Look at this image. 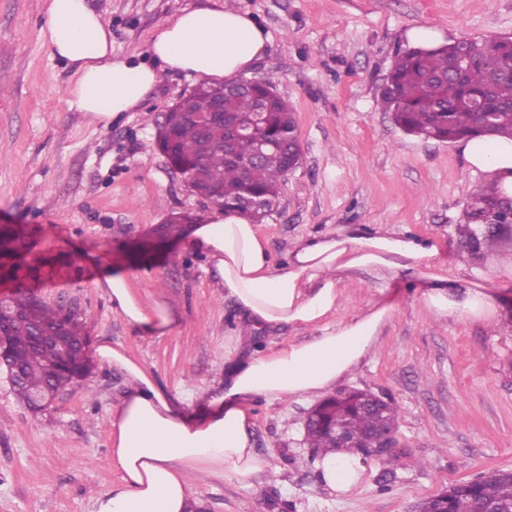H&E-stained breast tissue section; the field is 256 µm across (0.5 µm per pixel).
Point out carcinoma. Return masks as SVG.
Returning a JSON list of instances; mask_svg holds the SVG:
<instances>
[{
    "label": "carcinoma",
    "instance_id": "obj_1",
    "mask_svg": "<svg viewBox=\"0 0 512 512\" xmlns=\"http://www.w3.org/2000/svg\"><path fill=\"white\" fill-rule=\"evenodd\" d=\"M273 83L267 79L250 81L249 88L236 94H224V86L201 83L194 93L195 108L205 113L213 101L224 99L230 112H250L260 96L269 94ZM483 101L494 134L512 138V40L478 41L463 38L434 48H408L396 53L380 96L384 111L393 114L395 124L407 134L425 135L439 141L478 136L475 111L470 102ZM268 117L263 134L279 143L262 164L250 172L224 160L216 144L223 137L220 128L206 129L195 123L180 127L175 154L182 167L201 169L208 182L224 190V202H233L241 193L252 191L279 195L288 175L284 155L292 146L301 152L292 108L280 95L269 99ZM502 195L494 185L477 190L466 207L467 224L475 228L493 225L501 218ZM24 242L23 230L0 232V256H19ZM15 300L34 309L33 318L19 316L0 325L8 337L10 353L0 368L18 370L22 384L14 388L18 402L30 406L29 392L49 389L59 394L82 376L87 368V332L85 320L76 313L44 305L34 295L22 291ZM336 421L351 432L371 430V413H354L336 408ZM306 442L316 453L352 454V448H340L327 434L310 426ZM456 512H484L497 501L512 504V477L493 472L477 479L476 487L452 490Z\"/></svg>",
    "mask_w": 512,
    "mask_h": 512
}]
</instances>
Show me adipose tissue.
<instances>
[{
    "mask_svg": "<svg viewBox=\"0 0 512 512\" xmlns=\"http://www.w3.org/2000/svg\"><path fill=\"white\" fill-rule=\"evenodd\" d=\"M46 13L49 51L77 75L67 102L98 122L135 109L165 70L214 82L238 80L267 42L249 13L196 7L179 13L153 36L150 60L119 58L112 54L109 29L88 0H48ZM459 148L472 170L489 174L512 198L511 140L464 139ZM188 233L191 245L204 250L218 271L225 297L234 301L249 331L291 324L313 335L233 363L223 390L211 401L212 411L197 421L175 410L127 354L108 341L98 342L97 356L125 371L128 390L109 418L112 458L122 486L96 496L92 512H187L190 471L209 467L226 478L242 479L270 469V461L251 445L248 407L259 397L322 395L368 356L391 317L392 304L382 300L349 318L335 317L345 285L361 275L387 282L413 272L425 282V307L438 318L488 320L496 313L488 289L436 272L438 248L428 238L384 235L350 224L333 236L299 240L278 268L256 224L240 214L215 209ZM104 286L113 311L130 325L149 334L172 326L167 310L145 303L127 276L107 277ZM363 471L360 460L341 454L320 464L323 482L342 493L358 488Z\"/></svg>",
    "mask_w": 512,
    "mask_h": 512,
    "instance_id": "adipose-tissue-1",
    "label": "adipose tissue"
}]
</instances>
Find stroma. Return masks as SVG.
Returning <instances> with one entry per match:
<instances>
[{
	"instance_id": "stroma-1",
	"label": "stroma",
	"mask_w": 512,
	"mask_h": 512,
	"mask_svg": "<svg viewBox=\"0 0 512 512\" xmlns=\"http://www.w3.org/2000/svg\"><path fill=\"white\" fill-rule=\"evenodd\" d=\"M227 2L268 35L252 76L272 80L296 115L301 162L259 225L274 265L300 238L375 224L433 239L452 274L497 292L499 313L434 318L407 275L387 289L370 276L347 287L337 318L382 297L395 306L376 347L338 386L395 400L396 472L372 456L355 493L330 491L304 441L313 398H261L249 428L271 470L245 479L190 472L194 503L200 512H419L451 484L511 471L512 226L470 241L464 209L487 175L471 173L456 143L405 134L379 100L408 32L435 30L447 43L512 39V0H90L120 57L147 55L153 33L181 10ZM46 3L0 0V226L26 228L23 256L44 265L35 294L85 319L90 370L39 413L16 402L0 372V512H91L94 495L120 487L109 416L127 378L98 359V341L123 349L180 412L199 418L224 383L225 350L239 361L310 336L291 325L240 332L217 271L185 240L137 255L170 212L212 209L155 145L161 114L200 78L165 73L136 110L90 121L64 98L76 75L41 36ZM114 274L164 303L173 329L145 334L113 312L100 283Z\"/></svg>"
}]
</instances>
